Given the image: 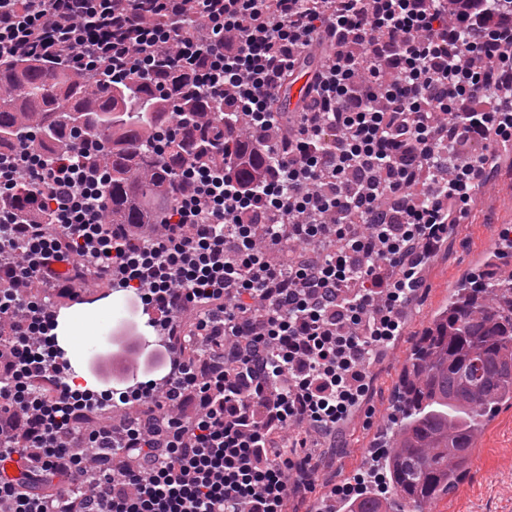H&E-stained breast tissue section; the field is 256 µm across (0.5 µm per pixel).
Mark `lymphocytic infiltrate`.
I'll return each instance as SVG.
<instances>
[{
    "mask_svg": "<svg viewBox=\"0 0 512 512\" xmlns=\"http://www.w3.org/2000/svg\"><path fill=\"white\" fill-rule=\"evenodd\" d=\"M312 52L307 102L278 111ZM15 56L117 84L180 70L224 116V165L186 164L162 222L133 231L103 221L101 143L0 156V503L285 512L310 429L361 402L424 256L491 178L492 144L512 143V0H0V59ZM23 181L46 221L8 207ZM316 241L333 248L315 257ZM88 269L140 302L163 373L115 380L109 351L100 390L68 370L59 302H81ZM190 313L211 344L196 360L170 345ZM147 403L158 416L81 425Z\"/></svg>",
    "mask_w": 512,
    "mask_h": 512,
    "instance_id": "f902f5d3",
    "label": "lymphocytic infiltrate"
}]
</instances>
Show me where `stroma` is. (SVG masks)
Wrapping results in <instances>:
<instances>
[{"label":"stroma","instance_id":"obj_1","mask_svg":"<svg viewBox=\"0 0 512 512\" xmlns=\"http://www.w3.org/2000/svg\"><path fill=\"white\" fill-rule=\"evenodd\" d=\"M506 225H512V162L498 165L491 185L476 199L454 235L427 258L425 286L414 304L415 312L395 339L392 356L371 369L370 392L356 426L347 432L345 447L315 450L318 476L287 503L286 512H305L313 498L328 495L334 485L365 472L366 458L391 422L394 390L405 360L433 314L447 306L449 293L462 278L475 283L486 279V260L512 266L511 248L493 256L487 253ZM83 310L96 326L98 346L109 341L118 346L116 372L135 367L142 355L153 365L162 364L164 355L155 346L136 299L112 289L94 294ZM430 508L432 512H512V405L494 411L478 444L477 465L471 466L452 494L436 499Z\"/></svg>","mask_w":512,"mask_h":512}]
</instances>
